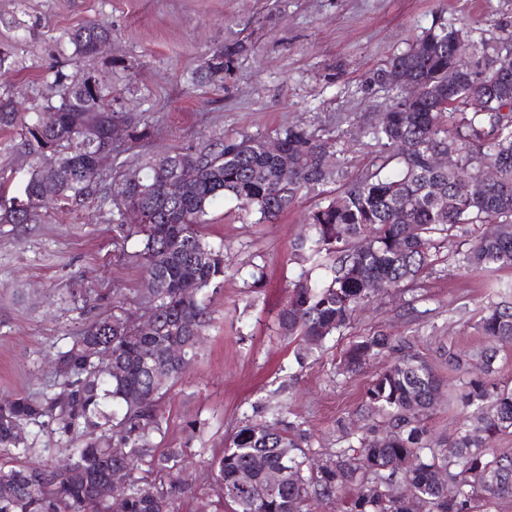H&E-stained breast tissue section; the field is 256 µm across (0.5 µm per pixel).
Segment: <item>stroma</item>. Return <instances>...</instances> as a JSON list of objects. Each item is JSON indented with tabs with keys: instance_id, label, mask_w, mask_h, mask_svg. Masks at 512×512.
Segmentation results:
<instances>
[{
	"instance_id": "obj_1",
	"label": "stroma",
	"mask_w": 512,
	"mask_h": 512,
	"mask_svg": "<svg viewBox=\"0 0 512 512\" xmlns=\"http://www.w3.org/2000/svg\"><path fill=\"white\" fill-rule=\"evenodd\" d=\"M493 19L512 28V0H0V89L20 105L54 97L48 66L95 75L115 90V109L136 112L151 135L127 152L122 174L135 170L136 153L200 149L228 136L271 133L296 123L339 137L354 166L370 162L367 140L353 116L369 122L385 94L365 80L406 48L438 16ZM97 20L112 36L98 54L61 59L57 38ZM238 40L252 50L240 57L223 85L192 87L188 78L211 51ZM35 160L13 131H0V177L22 187ZM309 200L271 223L237 217L233 201L211 207L204 238L227 248L229 268L217 292H206L212 323L189 370L156 399L163 430L157 448H184L193 465L173 468L165 485L189 481L191 496L178 512H218L209 464L248 420L276 417L300 423L311 435L310 452L322 458L356 444V413L368 384L389 365L371 362L342 371L343 350L359 337L382 331L407 336L414 349L437 363L445 388L457 391L464 376L440 365L448 344L480 365L488 345L477 322L499 301L498 285L512 269L469 271L455 252L461 237L447 239L435 271L408 288L380 292L358 311L343 335L307 350L278 328L297 269L289 260L303 233ZM120 219L112 202L51 209L35 224H0V398L56 391L49 356L66 348L96 319L112 313V291L140 313L145 273L113 244ZM262 266L265 277L248 272ZM93 300L82 305L79 289ZM30 460L60 455L69 437L57 424L28 426Z\"/></svg>"
}]
</instances>
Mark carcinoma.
I'll use <instances>...</instances> for the list:
<instances>
[{
  "instance_id": "obj_1",
  "label": "carcinoma",
  "mask_w": 512,
  "mask_h": 512,
  "mask_svg": "<svg viewBox=\"0 0 512 512\" xmlns=\"http://www.w3.org/2000/svg\"><path fill=\"white\" fill-rule=\"evenodd\" d=\"M469 35L479 62L470 66L457 54L460 33ZM110 30L94 21L60 37L73 57L95 54ZM251 50L236 41L213 52L231 71ZM512 53V31L440 17L369 82L390 92L385 118L367 128L374 155L351 171L344 149L333 135H318L304 124L276 134L288 154L293 176L284 179L279 157L267 138H224L199 150L146 156L135 181L103 179L93 166L95 150L107 145L109 131L123 125L127 141L148 136L141 115L112 110V90L84 86L83 75L56 70L59 100L22 112L10 92L0 93V130L19 128L29 152L38 156L23 189L13 194L0 182V224L37 221L47 205L37 201L51 189V202L81 206L99 192L118 206L131 223L116 225L127 241L137 238L133 258L144 268L149 287L143 302L157 309L155 326L146 332L113 290L112 316L96 320L56 353L60 391L50 397L0 398V449L29 452L21 431L50 420L75 437L62 459L30 464H0V512H109L96 493L116 471L127 475L120 489L125 512H177L174 498L155 485V476L185 464L187 449L157 453L153 437L161 431L155 397L166 394L196 357L210 323L203 293L220 287L226 270L224 245L212 246L201 229L223 198L235 202L238 216L271 223L305 197L317 199L306 217V231L292 245L299 268L279 326L305 347L341 333L356 310L376 289L403 288L432 268L452 233L473 227L458 262L472 271L512 268V73L492 69L495 59ZM414 75L419 90L408 93L400 81ZM224 82L202 62L191 74L193 86ZM54 111L57 125L45 129L41 113ZM96 136L95 145L86 137ZM438 152L453 155L455 165L432 164ZM327 155L335 166H323ZM489 163L498 170L474 198L458 195L459 181ZM190 168L195 179L179 196L169 194L175 171ZM208 253L201 262L197 254ZM166 255L159 268L155 255ZM326 274L312 278V271ZM478 330L490 343L482 374L453 397L462 412H472L473 427L452 442L433 441L424 417L443 394V381L409 338L385 333L363 336L341 357L354 372L373 359L397 354L394 364L367 388L362 416L365 431L352 445L319 464L306 452L310 437L300 425L282 419L247 421L232 435L222 455L210 463L218 496L229 512H310L308 501L329 500L354 487L358 495L345 512H477L481 504L512 498V452L492 451L499 434L512 429V389L494 379L496 344L512 341V303L485 308ZM184 346L180 357L170 346ZM104 356L92 359L90 345ZM448 368L469 372L468 356L450 345L441 354ZM166 371L165 383L154 376ZM444 471L457 486L448 496L434 474Z\"/></svg>"
}]
</instances>
